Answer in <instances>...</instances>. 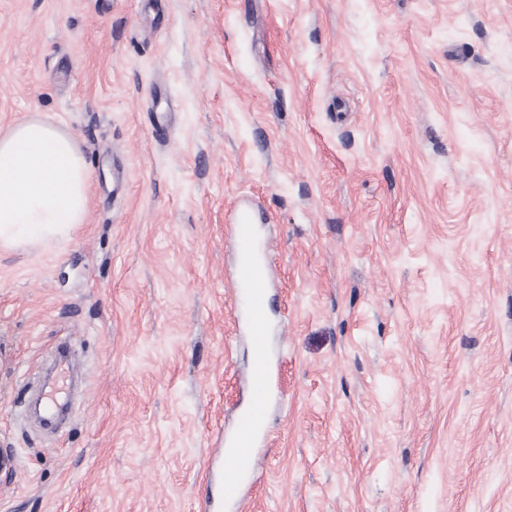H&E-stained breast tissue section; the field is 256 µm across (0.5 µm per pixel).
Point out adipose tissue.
Wrapping results in <instances>:
<instances>
[{
	"instance_id": "obj_1",
	"label": "adipose tissue",
	"mask_w": 512,
	"mask_h": 512,
	"mask_svg": "<svg viewBox=\"0 0 512 512\" xmlns=\"http://www.w3.org/2000/svg\"><path fill=\"white\" fill-rule=\"evenodd\" d=\"M90 173L78 140L49 117L0 134V249L46 247L70 238L86 213Z\"/></svg>"
}]
</instances>
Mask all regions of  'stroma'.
<instances>
[{
	"label": "stroma",
	"instance_id": "35a3bbf8",
	"mask_svg": "<svg viewBox=\"0 0 512 512\" xmlns=\"http://www.w3.org/2000/svg\"><path fill=\"white\" fill-rule=\"evenodd\" d=\"M34 114L91 177L70 239L0 251V512H200L243 195L280 384L247 512H512V0H0V131ZM66 339L48 435L24 378Z\"/></svg>",
	"mask_w": 512,
	"mask_h": 512
}]
</instances>
